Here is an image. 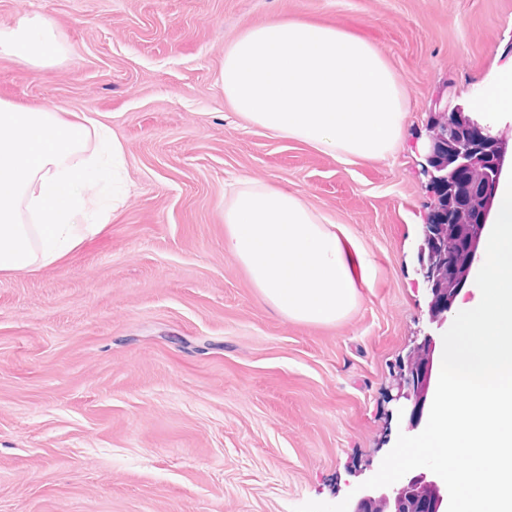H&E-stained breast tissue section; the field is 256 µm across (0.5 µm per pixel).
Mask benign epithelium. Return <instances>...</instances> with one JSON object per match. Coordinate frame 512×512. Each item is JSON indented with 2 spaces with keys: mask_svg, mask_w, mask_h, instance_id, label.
<instances>
[{
  "mask_svg": "<svg viewBox=\"0 0 512 512\" xmlns=\"http://www.w3.org/2000/svg\"><path fill=\"white\" fill-rule=\"evenodd\" d=\"M465 117L466 135H461L452 116ZM509 139L496 132L489 123H481L467 114L464 105L458 103L451 94L438 97L431 112L430 134L421 154L422 171L427 177L425 188L429 193L431 207L443 214L458 211L466 213L472 224H486L493 207L495 194L508 150ZM478 198L482 205L471 208L470 200ZM432 225L425 224L422 241L417 255L426 290L428 309L439 303V289L435 288L434 278L429 274L422 260L426 243L435 238ZM481 259V239L472 238L460 243L457 260L472 272ZM454 303H448L442 315H429L430 327L423 332L419 345L427 348L429 364L423 370L412 366V359L400 363L399 370L386 393L387 401L398 405L408 417L410 429L421 423L432 390L434 360L439 347V337L435 331L442 328L452 312ZM422 487H432L436 497L423 506L425 512H447L448 490L444 481L430 470L414 473L406 479L387 486L359 490L357 498L347 512H365L367 506L380 503L384 512H401L406 501Z\"/></svg>",
  "mask_w": 512,
  "mask_h": 512,
  "instance_id": "obj_1",
  "label": "benign epithelium"
}]
</instances>
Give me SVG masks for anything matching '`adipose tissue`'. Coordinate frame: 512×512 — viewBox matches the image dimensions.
<instances>
[{
	"instance_id": "ef3b65f1",
	"label": "adipose tissue",
	"mask_w": 512,
	"mask_h": 512,
	"mask_svg": "<svg viewBox=\"0 0 512 512\" xmlns=\"http://www.w3.org/2000/svg\"><path fill=\"white\" fill-rule=\"evenodd\" d=\"M51 61L57 44L37 20L0 28V54ZM490 121L512 114V66L497 71L475 101ZM123 147L93 117L64 120L49 109L0 102V272L50 265L97 235L124 201L100 205L98 181L122 170ZM224 247L265 301L286 318L330 325L356 306L372 266L363 248L324 223L297 194L241 179L224 205Z\"/></svg>"
}]
</instances>
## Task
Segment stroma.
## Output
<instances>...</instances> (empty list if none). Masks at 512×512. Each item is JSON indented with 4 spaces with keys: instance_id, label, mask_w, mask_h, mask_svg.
I'll use <instances>...</instances> for the list:
<instances>
[{
    "instance_id": "1",
    "label": "stroma",
    "mask_w": 512,
    "mask_h": 512,
    "mask_svg": "<svg viewBox=\"0 0 512 512\" xmlns=\"http://www.w3.org/2000/svg\"><path fill=\"white\" fill-rule=\"evenodd\" d=\"M53 62L0 54V101L88 114L128 194L59 262L0 273V512H292L374 476L408 422L386 391L429 325L417 165L434 99L512 63V0H0ZM362 33L408 92L387 159L342 164L240 117L224 49L270 21ZM299 194L373 266L333 325L287 319L224 249V192Z\"/></svg>"
}]
</instances>
